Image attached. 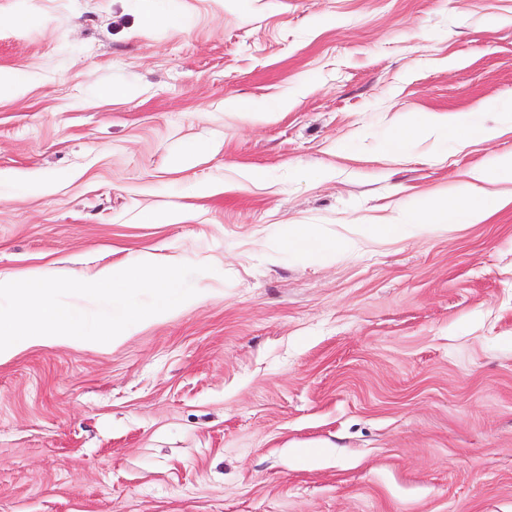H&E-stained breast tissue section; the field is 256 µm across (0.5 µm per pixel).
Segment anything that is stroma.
<instances>
[{"instance_id": "obj_1", "label": "stroma", "mask_w": 512, "mask_h": 512, "mask_svg": "<svg viewBox=\"0 0 512 512\" xmlns=\"http://www.w3.org/2000/svg\"><path fill=\"white\" fill-rule=\"evenodd\" d=\"M1 69L0 273L208 294L0 362V512H512V203L375 234L512 152V0H0ZM482 102L496 139L387 157ZM292 224L363 246L270 261ZM497 134V128L483 123H475L469 115L457 117L448 123L447 116L408 113L399 125L396 134L387 143L386 149L390 154L398 156L402 154L406 142L414 137L446 138L450 135L461 142H468L472 140H492Z\"/></svg>"}]
</instances>
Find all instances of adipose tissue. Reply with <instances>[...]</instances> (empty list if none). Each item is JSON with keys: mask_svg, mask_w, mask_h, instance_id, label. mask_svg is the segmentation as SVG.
I'll list each match as a JSON object with an SVG mask.
<instances>
[{"mask_svg": "<svg viewBox=\"0 0 512 512\" xmlns=\"http://www.w3.org/2000/svg\"><path fill=\"white\" fill-rule=\"evenodd\" d=\"M497 128L474 122L470 117L454 120L427 113L406 114L396 134L387 143V151L401 155L406 142L414 137H455L459 141H488L496 137ZM512 179V153L496 156L493 163L472 170L464 192L452 199L418 198L408 212L409 219L404 223L379 225L376 232L385 238H400L407 231L427 233L438 228L466 221L470 224L482 222L502 204L501 198L491 192V184L503 178ZM265 250L278 254L291 250L305 257H315L323 252L351 253L357 250L354 239L330 241L312 224H292L285 237L266 241Z\"/></svg>", "mask_w": 512, "mask_h": 512, "instance_id": "ef3b65f1", "label": "adipose tissue"}]
</instances>
